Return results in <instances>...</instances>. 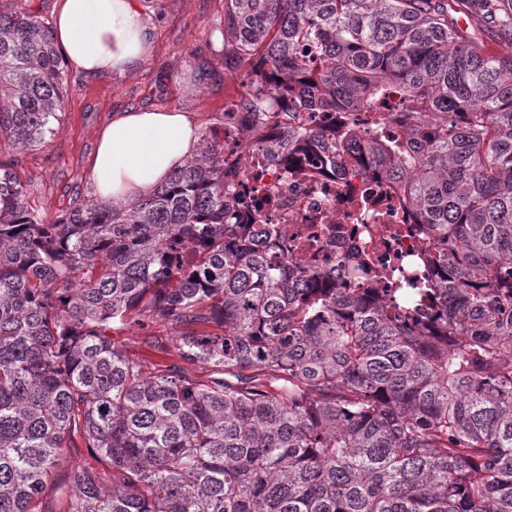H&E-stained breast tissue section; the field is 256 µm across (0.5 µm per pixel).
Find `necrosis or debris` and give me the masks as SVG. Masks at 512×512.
<instances>
[{
    "label": "necrosis or debris",
    "mask_w": 512,
    "mask_h": 512,
    "mask_svg": "<svg viewBox=\"0 0 512 512\" xmlns=\"http://www.w3.org/2000/svg\"><path fill=\"white\" fill-rule=\"evenodd\" d=\"M224 162L243 170L245 186L263 187V205L242 210L244 222L274 225L294 245L300 237L314 238L326 264L356 251L368 263L398 272L400 279L418 275L425 241L398 192L381 177L361 172L350 160L329 167L313 154L285 170L265 151L241 142L229 125Z\"/></svg>",
    "instance_id": "obj_1"
}]
</instances>
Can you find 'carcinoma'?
Instances as JSON below:
<instances>
[{
  "label": "carcinoma",
  "mask_w": 512,
  "mask_h": 512,
  "mask_svg": "<svg viewBox=\"0 0 512 512\" xmlns=\"http://www.w3.org/2000/svg\"><path fill=\"white\" fill-rule=\"evenodd\" d=\"M466 11L512 28V0H224L238 137L392 185L410 290L236 223L222 116L147 195L51 221L0 164V512H512V42ZM65 84L52 26L0 13V135L44 143ZM285 96L337 125L281 130ZM460 19H465L467 24H474L481 26V39L484 44V51L487 55L498 54L501 48L506 43L505 41L511 38V32L491 20L484 22L479 17L470 14L461 15ZM459 19V21H460ZM113 336L124 344L130 354L136 357L165 365L175 362L172 352L147 344L143 339V333L137 328L113 331Z\"/></svg>",
  "instance_id": "carcinoma-1"
}]
</instances>
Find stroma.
<instances>
[{
  "mask_svg": "<svg viewBox=\"0 0 512 512\" xmlns=\"http://www.w3.org/2000/svg\"><path fill=\"white\" fill-rule=\"evenodd\" d=\"M139 7L152 36L142 62L121 72L68 71L55 133L37 149L21 153L0 137V163L14 168L47 219L92 199L88 163L118 114L176 110L202 129L242 89L241 73L224 70V0H139Z\"/></svg>",
  "mask_w": 512,
  "mask_h": 512,
  "instance_id": "obj_1",
  "label": "stroma"
}]
</instances>
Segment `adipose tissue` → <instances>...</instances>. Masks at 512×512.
Returning <instances> with one entry per match:
<instances>
[{"instance_id":"ef3b65f1","label":"adipose tissue","mask_w":512,"mask_h":512,"mask_svg":"<svg viewBox=\"0 0 512 512\" xmlns=\"http://www.w3.org/2000/svg\"><path fill=\"white\" fill-rule=\"evenodd\" d=\"M56 43L74 70H124L146 56L150 33L138 0H58ZM183 112H126L101 132L90 162L91 188L103 203L131 201L166 180L198 146Z\"/></svg>"}]
</instances>
